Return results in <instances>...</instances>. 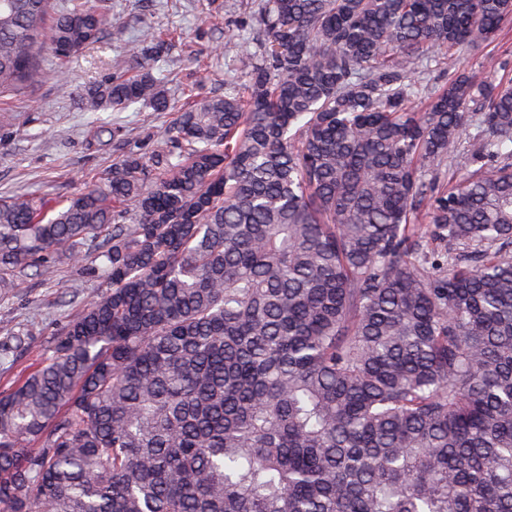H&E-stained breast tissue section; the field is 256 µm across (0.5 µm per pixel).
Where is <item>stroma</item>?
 Masks as SVG:
<instances>
[{"label":"stroma","instance_id":"35a3bbf8","mask_svg":"<svg viewBox=\"0 0 512 512\" xmlns=\"http://www.w3.org/2000/svg\"><path fill=\"white\" fill-rule=\"evenodd\" d=\"M261 0H112V33L65 68H50L31 98L0 94V113L10 115L12 135L0 141V198L25 195L59 202L98 184L114 160L128 151L149 152L193 98L223 94L244 84L234 45L226 34L257 12ZM497 43L473 49L466 70L503 75L512 60V19ZM167 41L166 86L171 107L107 113L125 126L123 144L97 146L79 99L90 83L128 67L127 45L146 33ZM104 286L80 280L78 266L62 262L51 273L0 291V392L34 370L65 324Z\"/></svg>","mask_w":512,"mask_h":512}]
</instances>
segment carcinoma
I'll list each match as a JSON object with an SVG mask.
<instances>
[{
    "mask_svg": "<svg viewBox=\"0 0 512 512\" xmlns=\"http://www.w3.org/2000/svg\"><path fill=\"white\" fill-rule=\"evenodd\" d=\"M510 17L263 0L246 93L52 217L1 199L0 288L84 247L107 286L0 394V512H512V78L460 67ZM109 25L105 0H0V92ZM164 50L132 41L84 110H169Z\"/></svg>",
    "mask_w": 512,
    "mask_h": 512,
    "instance_id": "carcinoma-1",
    "label": "carcinoma"
}]
</instances>
